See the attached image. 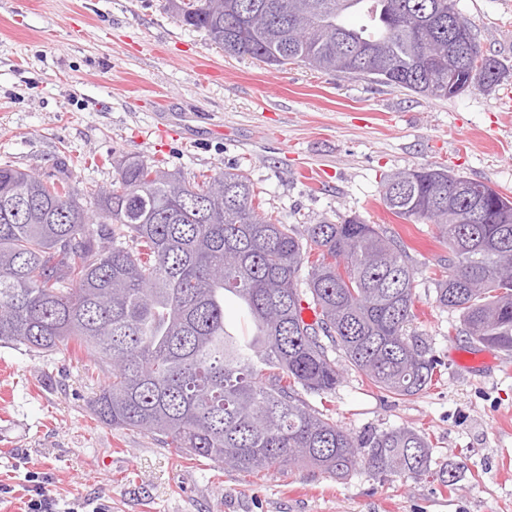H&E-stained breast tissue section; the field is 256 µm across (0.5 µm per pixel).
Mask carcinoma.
Masks as SVG:
<instances>
[{
  "label": "carcinoma",
  "instance_id": "cac0c4a2",
  "mask_svg": "<svg viewBox=\"0 0 512 512\" xmlns=\"http://www.w3.org/2000/svg\"><path fill=\"white\" fill-rule=\"evenodd\" d=\"M353 12L365 23L347 25ZM456 13L455 0H182L176 9L224 53L275 69L303 63L451 98L490 64L481 86L490 94L512 78L498 59L427 60L429 40L480 47L473 29L448 27ZM443 179L431 166L393 173L382 201L398 218L436 225L454 267L436 303L459 315L471 342L511 354L512 280L496 269L512 264V198L472 179L485 193L453 192ZM216 184L223 194L211 193ZM88 197L96 222L67 181L0 166V346L77 343L111 369L96 416L189 456L247 472L302 462L339 478L360 463L454 485L453 467L432 471L425 435L403 426L355 438L303 398L336 389V351L395 396L432 381L434 359L410 331L415 270L378 225L358 216L282 224L240 170L190 182L136 155L117 162L112 188ZM228 295L244 306L246 334L224 323Z\"/></svg>",
  "mask_w": 512,
  "mask_h": 512
}]
</instances>
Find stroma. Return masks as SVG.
Returning a JSON list of instances; mask_svg holds the SVG:
<instances>
[{
  "instance_id": "35a3bbf8",
  "label": "stroma",
  "mask_w": 512,
  "mask_h": 512,
  "mask_svg": "<svg viewBox=\"0 0 512 512\" xmlns=\"http://www.w3.org/2000/svg\"><path fill=\"white\" fill-rule=\"evenodd\" d=\"M485 54L512 65V0H456ZM139 155L186 179L246 172L266 213L285 224L359 216L405 248L415 269L413 329L436 359L412 397L343 367L334 392L307 395L351 435L408 426L433 444L456 485L344 478L290 467L258 474L187 458L155 436L100 422L107 374L75 344L38 353L0 346V512H23L26 475L48 473L61 506L111 512H512V354L473 372L457 314L435 302L448 273L435 225L395 217L384 176L421 166L512 196V81L427 98L360 74L302 64L276 70L212 45L168 0H0V164L78 193L110 188L114 161Z\"/></svg>"
}]
</instances>
